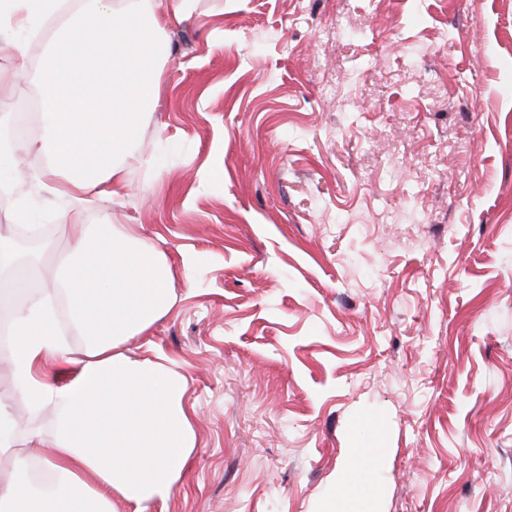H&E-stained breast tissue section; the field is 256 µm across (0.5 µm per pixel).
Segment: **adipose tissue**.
Listing matches in <instances>:
<instances>
[{"mask_svg": "<svg viewBox=\"0 0 512 512\" xmlns=\"http://www.w3.org/2000/svg\"><path fill=\"white\" fill-rule=\"evenodd\" d=\"M192 0H0V89L38 71V131L25 138L0 97V190L19 151L41 156L29 182L65 202L64 247L48 252L52 278L8 317L9 368L19 429L0 399V512H167L196 445L187 378L163 354L126 344L175 303L164 253L123 225L87 224L82 207L107 197L140 163L135 142L163 73L170 20ZM45 53L32 63L30 48ZM0 261L19 260L21 237H42L24 204L8 214Z\"/></svg>", "mask_w": 512, "mask_h": 512, "instance_id": "obj_1", "label": "adipose tissue"}]
</instances>
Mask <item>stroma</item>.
<instances>
[{"label":"stroma","mask_w":512,"mask_h":512,"mask_svg":"<svg viewBox=\"0 0 512 512\" xmlns=\"http://www.w3.org/2000/svg\"><path fill=\"white\" fill-rule=\"evenodd\" d=\"M194 2L83 215L194 260L129 344L188 381L169 512H324L357 448L370 512H512V0Z\"/></svg>","instance_id":"1"}]
</instances>
